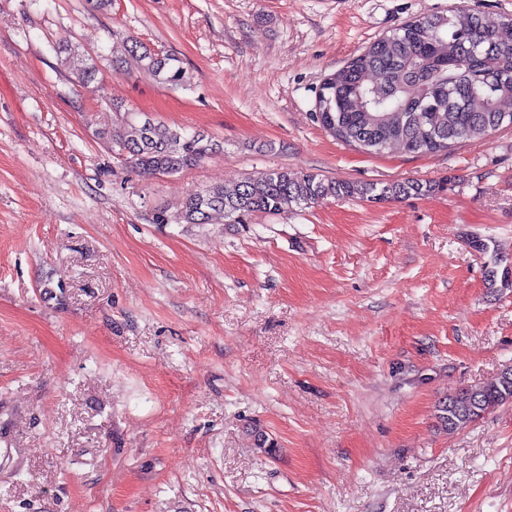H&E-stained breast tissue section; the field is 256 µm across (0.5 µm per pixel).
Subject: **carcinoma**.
<instances>
[{
    "label": "carcinoma",
    "instance_id": "carcinoma-1",
    "mask_svg": "<svg viewBox=\"0 0 512 512\" xmlns=\"http://www.w3.org/2000/svg\"><path fill=\"white\" fill-rule=\"evenodd\" d=\"M129 52L164 83L182 84L183 68L175 56L136 40ZM508 102L512 18L492 25L457 8L415 19L375 41L324 82L315 116L337 140L365 153L427 154L512 126ZM98 138L142 177L179 173L219 147L200 132L186 134L134 113ZM446 189V179L377 184L273 170L189 195L182 216L188 224H207L222 213L231 224H245L255 213L280 214L328 198L382 204ZM507 402H512V368L440 399L435 417L442 429L455 431ZM253 439L262 453L276 452L277 443L263 431L254 430Z\"/></svg>",
    "mask_w": 512,
    "mask_h": 512
}]
</instances>
